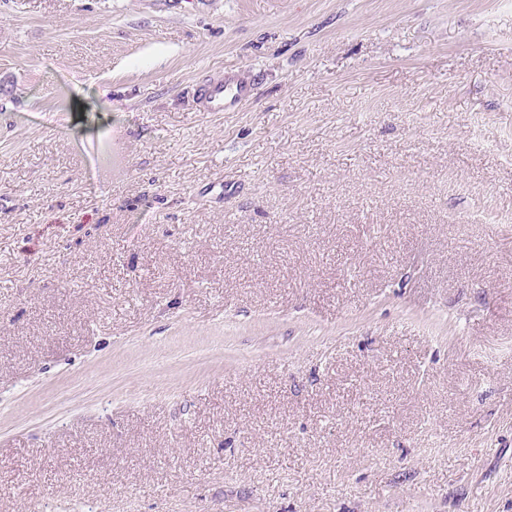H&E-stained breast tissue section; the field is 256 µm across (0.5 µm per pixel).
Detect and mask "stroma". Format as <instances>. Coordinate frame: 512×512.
Returning <instances> with one entry per match:
<instances>
[{
  "label": "stroma",
  "instance_id": "obj_1",
  "mask_svg": "<svg viewBox=\"0 0 512 512\" xmlns=\"http://www.w3.org/2000/svg\"><path fill=\"white\" fill-rule=\"evenodd\" d=\"M0 512H512V0H0ZM251 78L228 74L217 80H198L193 85L192 107L196 112H237L254 91Z\"/></svg>",
  "mask_w": 512,
  "mask_h": 512
}]
</instances>
